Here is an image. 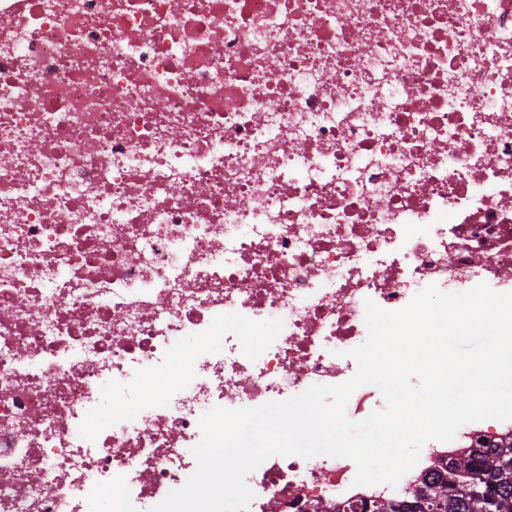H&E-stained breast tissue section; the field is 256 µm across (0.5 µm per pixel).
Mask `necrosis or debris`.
I'll return each instance as SVG.
<instances>
[{
    "instance_id": "1",
    "label": "necrosis or debris",
    "mask_w": 512,
    "mask_h": 512,
    "mask_svg": "<svg viewBox=\"0 0 512 512\" xmlns=\"http://www.w3.org/2000/svg\"><path fill=\"white\" fill-rule=\"evenodd\" d=\"M512 292V0H0V512H149L213 406L348 380L365 303ZM397 485L273 456L248 512Z\"/></svg>"
}]
</instances>
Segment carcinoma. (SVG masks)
Returning <instances> with one entry per match:
<instances>
[{
	"mask_svg": "<svg viewBox=\"0 0 512 512\" xmlns=\"http://www.w3.org/2000/svg\"><path fill=\"white\" fill-rule=\"evenodd\" d=\"M361 512H512V441L449 462L448 476L426 482L411 501L364 503Z\"/></svg>",
	"mask_w": 512,
	"mask_h": 512,
	"instance_id": "obj_1",
	"label": "carcinoma"
}]
</instances>
